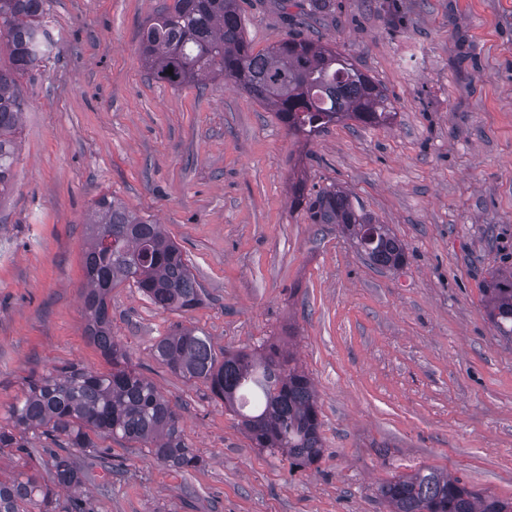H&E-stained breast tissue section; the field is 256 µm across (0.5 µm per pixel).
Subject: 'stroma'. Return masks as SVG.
Here are the masks:
<instances>
[{
    "instance_id": "obj_1",
    "label": "stroma",
    "mask_w": 512,
    "mask_h": 512,
    "mask_svg": "<svg viewBox=\"0 0 512 512\" xmlns=\"http://www.w3.org/2000/svg\"><path fill=\"white\" fill-rule=\"evenodd\" d=\"M166 0H49L52 53L19 78L12 190L0 196V421L29 376L105 369L84 333L93 202L115 196L164 226L205 296L185 315L113 289L112 334L175 406L196 469L110 443L122 477L87 466L96 512H388L377 489L431 467L512 498V338L482 288L512 264V0H334L298 28L386 90L396 118L305 139L222 81L174 87L139 54ZM264 50L288 33L275 0H240ZM304 175L348 189L408 247L368 262L336 225L291 204ZM215 352L290 348L310 377L323 459L254 447L202 383L153 346L175 323Z\"/></svg>"
}]
</instances>
